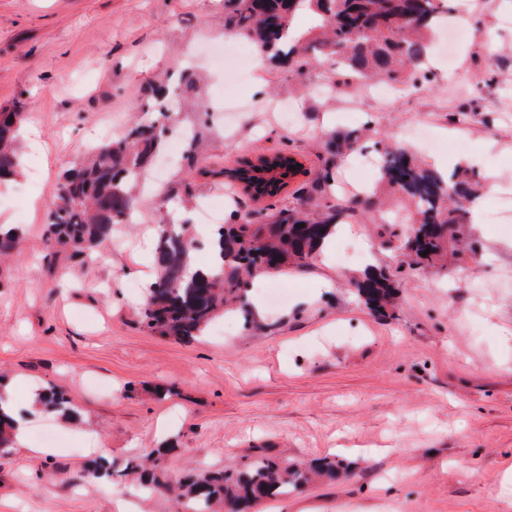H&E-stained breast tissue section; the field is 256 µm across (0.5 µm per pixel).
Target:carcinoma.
I'll return each mask as SVG.
<instances>
[{"mask_svg":"<svg viewBox=\"0 0 512 512\" xmlns=\"http://www.w3.org/2000/svg\"><path fill=\"white\" fill-rule=\"evenodd\" d=\"M453 0H224V29L251 40L291 78L306 75L309 56L338 64L348 81L384 79L407 88L415 84L409 69L421 67L432 47L435 30L448 20ZM308 11L321 36L292 41L294 16ZM181 97L206 110L201 89L190 75L180 82ZM168 89H145L146 109L157 108L159 120L138 124L116 139L93 147L87 157L56 184L47 210L46 242L77 253L92 252L112 240L114 225L128 224L139 198L135 188L148 173L152 159L164 148L168 135ZM23 106L0 112V182L18 174V140ZM302 164L285 152L245 158L228 174L230 182L254 198L278 195L301 172ZM381 175L387 188L407 197L416 209V226L405 243L414 263L434 267L445 260L448 243L467 236V203L475 184L467 178L442 176L424 168L402 147L382 156ZM348 208L334 199L329 213L305 217L281 210L268 224H254L234 210L230 222L214 232L212 268L189 274L194 240L183 224H161L153 255L155 275L146 289L140 311L153 333L182 342L200 337L222 311L239 306L247 320L254 313L246 305L245 284L261 274L288 268L302 270L336 231V214ZM304 227H299V224ZM21 245L18 229L0 232V257ZM429 254L422 255V252ZM364 303L375 311L391 304L396 287L390 274L373 272L355 281ZM39 408L66 420H77L71 401L54 387L38 393ZM339 476L334 461L316 465L285 464L269 457L246 469L189 478L177 497L190 503L191 512H247L260 502L288 491H300L316 478L330 482Z\"/></svg>","mask_w":512,"mask_h":512,"instance_id":"1","label":"carcinoma"}]
</instances>
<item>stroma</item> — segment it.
Listing matches in <instances>:
<instances>
[{"label":"stroma","mask_w":512,"mask_h":512,"mask_svg":"<svg viewBox=\"0 0 512 512\" xmlns=\"http://www.w3.org/2000/svg\"><path fill=\"white\" fill-rule=\"evenodd\" d=\"M473 40L457 51L455 79L432 73L418 90L388 99L341 85L324 104L308 81L243 55L252 81L211 66L207 51L226 43L224 0H0V108L24 102L20 195L0 206V224L19 228L23 245L0 263V390L26 404L53 386L79 413L77 425L51 413L31 416L25 447L0 453V512H184L166 484L193 474L248 467L272 455L288 462L330 457L345 475L262 502L258 512H512L501 482L512 458V233L491 216L489 179L512 183V11L503 0L467 15ZM195 74L209 104H173L196 152L170 149L135 223L119 225L90 258L49 248L47 204L67 169L89 148L121 136L142 112L148 82ZM469 110L467 128L452 123ZM360 133L349 156L330 161L327 132ZM401 144L421 160H452L476 181L482 220L472 248L443 271L409 268L387 246L378 213L350 218L328 256L306 271L249 282L259 324L217 317L184 343L139 321L152 264L146 241L168 220L205 227L187 194L225 193V171L243 157L283 150L303 168L279 195L235 206L254 221L283 209L312 211L323 195L303 186L332 172L337 196L366 194L399 214H416L389 194L366 161ZM369 269L400 270V292L386 315L371 313L350 281ZM325 276L330 288L317 290ZM150 457L163 488L143 493L128 474ZM107 459L112 477L86 471Z\"/></svg>","instance_id":"1"}]
</instances>
